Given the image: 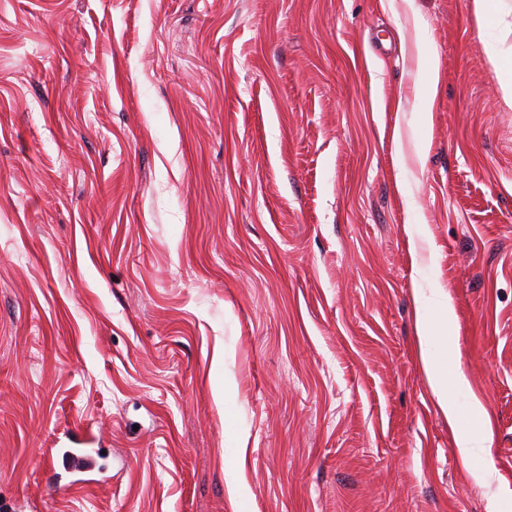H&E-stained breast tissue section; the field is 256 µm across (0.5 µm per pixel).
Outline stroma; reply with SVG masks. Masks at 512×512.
<instances>
[{
	"label": "stroma",
	"instance_id": "35a3bbf8",
	"mask_svg": "<svg viewBox=\"0 0 512 512\" xmlns=\"http://www.w3.org/2000/svg\"><path fill=\"white\" fill-rule=\"evenodd\" d=\"M503 43L472 0H0V512H512ZM431 294L433 297L429 299L428 305H432L433 312L428 309L421 312L418 309L416 314L418 344L433 392L437 396L438 403L442 412L448 418V422L452 423L456 416V409L454 404L448 402V373L443 369L441 358H430L431 339L434 336H430L429 333L432 327L431 319L433 315L437 316L439 322L446 327L454 317V312L448 300V295L441 288L431 289Z\"/></svg>",
	"mask_w": 512,
	"mask_h": 512
}]
</instances>
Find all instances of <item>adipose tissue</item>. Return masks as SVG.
I'll list each match as a JSON object with an SVG mask.
<instances>
[{"mask_svg":"<svg viewBox=\"0 0 512 512\" xmlns=\"http://www.w3.org/2000/svg\"><path fill=\"white\" fill-rule=\"evenodd\" d=\"M430 303L429 309L417 312L416 314L419 350L426 367L430 385L438 399L441 410L447 418L452 419L456 416V409L454 404L448 400V388L452 385L457 387L464 386L466 379L460 373L453 377L448 376L443 368L441 359L432 356L430 330L433 322L437 321L444 325L448 324L453 318L454 312L447 294L442 289H433Z\"/></svg>","mask_w":512,"mask_h":512,"instance_id":"1","label":"adipose tissue"}]
</instances>
